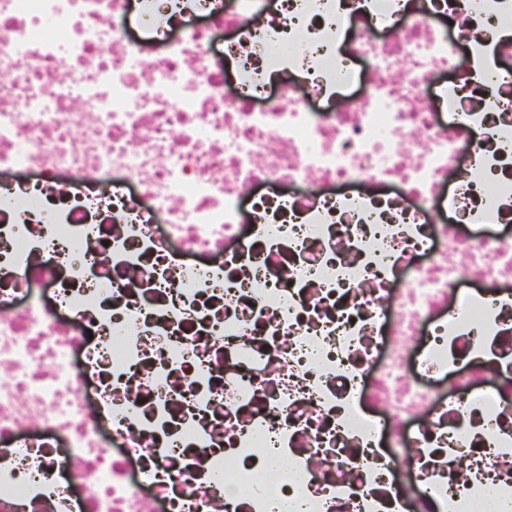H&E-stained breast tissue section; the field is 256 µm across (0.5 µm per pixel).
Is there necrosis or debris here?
Masks as SVG:
<instances>
[{
	"instance_id": "obj_1",
	"label": "necrosis or debris",
	"mask_w": 512,
	"mask_h": 512,
	"mask_svg": "<svg viewBox=\"0 0 512 512\" xmlns=\"http://www.w3.org/2000/svg\"><path fill=\"white\" fill-rule=\"evenodd\" d=\"M512 0H0V512H512Z\"/></svg>"
}]
</instances>
